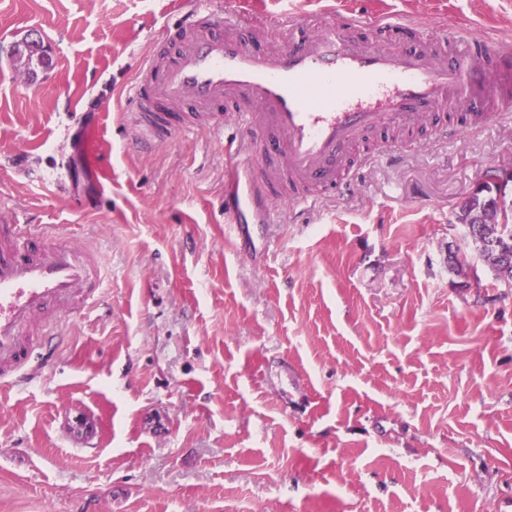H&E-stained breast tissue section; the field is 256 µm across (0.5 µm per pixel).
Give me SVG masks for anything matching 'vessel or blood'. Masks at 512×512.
I'll use <instances>...</instances> for the list:
<instances>
[{
  "label": "vessel or blood",
  "mask_w": 512,
  "mask_h": 512,
  "mask_svg": "<svg viewBox=\"0 0 512 512\" xmlns=\"http://www.w3.org/2000/svg\"><path fill=\"white\" fill-rule=\"evenodd\" d=\"M258 12L256 0L226 15L194 0L167 34L170 48L150 52L125 97L143 149L223 132L230 117L242 136L225 147L234 159L224 194L231 221L267 224L276 203L307 202L312 187L346 188L348 152L370 133L427 124L440 141L512 113V48L493 36L434 34L389 14L342 18L332 8L314 28L303 15L244 28ZM367 29L397 38H356ZM280 34L284 46L265 50ZM243 151L251 162L238 163ZM100 280L97 253L0 224L1 385L44 363L31 334L41 315L88 302Z\"/></svg>",
  "instance_id": "1"
}]
</instances>
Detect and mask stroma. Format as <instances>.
Instances as JSON below:
<instances>
[{"instance_id":"stroma-1","label":"stroma","mask_w":512,"mask_h":512,"mask_svg":"<svg viewBox=\"0 0 512 512\" xmlns=\"http://www.w3.org/2000/svg\"><path fill=\"white\" fill-rule=\"evenodd\" d=\"M179 0H0V221L103 253L46 319L54 357L0 385V512H512V287L450 269L456 215L512 168V118L349 193L224 222V143L129 149L124 90ZM362 10L512 43V0ZM95 429L86 436L80 422Z\"/></svg>"}]
</instances>
